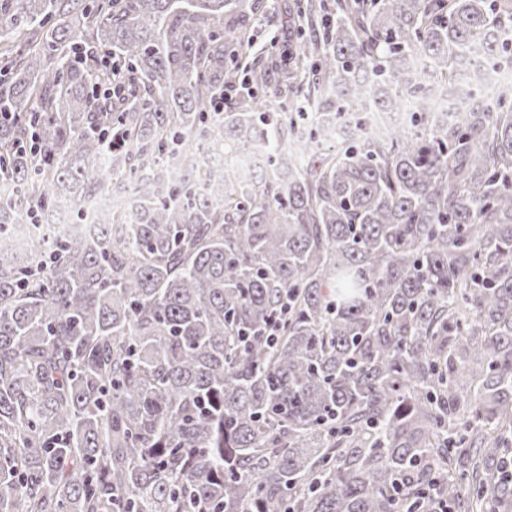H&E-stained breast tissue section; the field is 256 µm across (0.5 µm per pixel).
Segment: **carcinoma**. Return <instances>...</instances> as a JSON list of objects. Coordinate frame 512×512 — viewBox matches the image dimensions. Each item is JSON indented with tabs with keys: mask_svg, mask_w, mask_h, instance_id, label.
<instances>
[{
	"mask_svg": "<svg viewBox=\"0 0 512 512\" xmlns=\"http://www.w3.org/2000/svg\"><path fill=\"white\" fill-rule=\"evenodd\" d=\"M334 2L276 68L315 59L301 142L257 100L205 125L260 0H0V512L512 508V95L438 117L416 67L480 82L512 0ZM116 180L97 230L34 223ZM403 112H373L371 120L363 126L361 134L367 138L379 137L388 127L401 122Z\"/></svg>",
	"mask_w": 512,
	"mask_h": 512,
	"instance_id": "carcinoma-1",
	"label": "carcinoma"
}]
</instances>
